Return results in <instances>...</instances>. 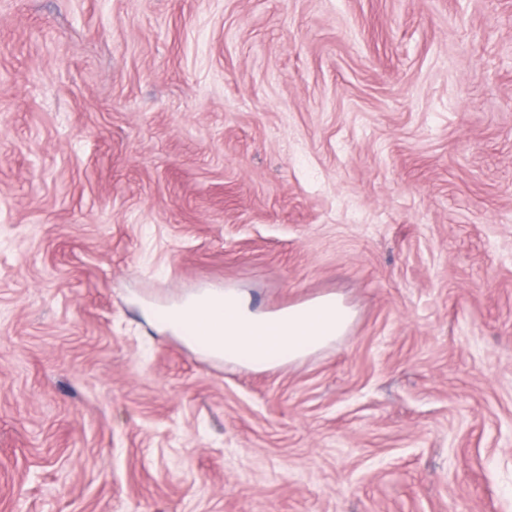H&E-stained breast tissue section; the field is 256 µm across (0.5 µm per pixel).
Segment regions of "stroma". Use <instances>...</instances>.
<instances>
[{"instance_id": "obj_1", "label": "stroma", "mask_w": 512, "mask_h": 512, "mask_svg": "<svg viewBox=\"0 0 512 512\" xmlns=\"http://www.w3.org/2000/svg\"><path fill=\"white\" fill-rule=\"evenodd\" d=\"M0 512H512V0H0Z\"/></svg>"}]
</instances>
